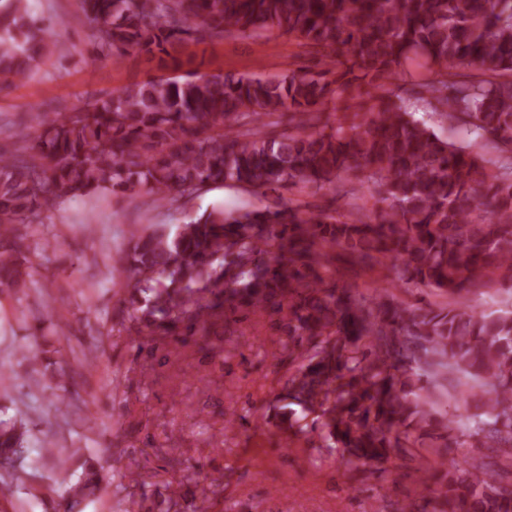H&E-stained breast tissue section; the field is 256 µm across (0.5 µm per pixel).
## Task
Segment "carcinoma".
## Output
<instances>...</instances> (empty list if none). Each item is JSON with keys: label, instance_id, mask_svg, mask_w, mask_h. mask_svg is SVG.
<instances>
[{"label": "carcinoma", "instance_id": "1", "mask_svg": "<svg viewBox=\"0 0 512 512\" xmlns=\"http://www.w3.org/2000/svg\"><path fill=\"white\" fill-rule=\"evenodd\" d=\"M97 49L135 52L162 68L195 64L192 39L278 33L319 56L321 69L281 78H154L77 112L38 123L20 153H0V288L21 283L20 228L55 200L98 192L152 196L205 186L310 188L370 200L348 213L278 201L214 209L175 232L137 225L117 262L133 325L148 341L206 333L224 314L271 319L293 365L278 427L342 451L346 471L414 448H490L512 466V312L478 313L466 299L512 284V0H81ZM57 48L31 0H0V91L32 77ZM418 60L427 76L395 102L385 79ZM468 71L459 80L458 72ZM341 102L320 122L319 107ZM418 111L448 126L437 134ZM462 127L481 140L461 145ZM387 259L398 279L448 297L405 303L355 293L337 277ZM481 389H462V379ZM455 382L461 430L437 409ZM37 424L0 423V464L24 471ZM81 475L53 512H84L102 490L90 457L67 452ZM483 456L452 475L427 462L402 512H512V482Z\"/></svg>", "mask_w": 512, "mask_h": 512}]
</instances>
